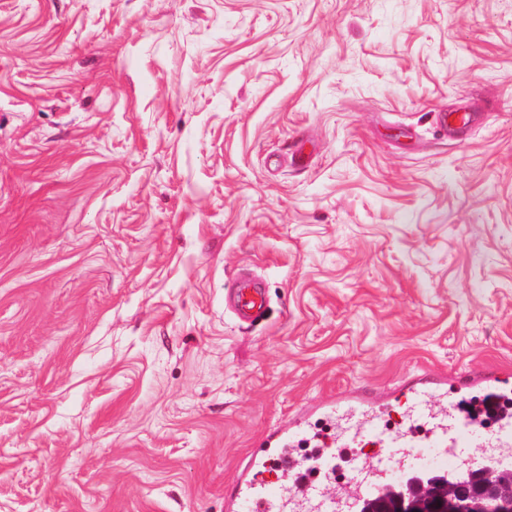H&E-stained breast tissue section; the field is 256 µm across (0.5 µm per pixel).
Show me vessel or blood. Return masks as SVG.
Returning a JSON list of instances; mask_svg holds the SVG:
<instances>
[{"label":"vessel or blood","instance_id":"b4317fda","mask_svg":"<svg viewBox=\"0 0 512 512\" xmlns=\"http://www.w3.org/2000/svg\"><path fill=\"white\" fill-rule=\"evenodd\" d=\"M232 310L250 321L267 308L265 288L241 274ZM496 371L455 377L413 374L384 398H337L331 405L270 430L224 488L225 512H358L388 486L423 470L443 475L468 462L472 448L493 461L512 456V416L482 424L459 407L466 393L488 398L504 389Z\"/></svg>","mask_w":512,"mask_h":512}]
</instances>
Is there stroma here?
I'll return each mask as SVG.
<instances>
[{"label":"stroma","mask_w":512,"mask_h":512,"mask_svg":"<svg viewBox=\"0 0 512 512\" xmlns=\"http://www.w3.org/2000/svg\"><path fill=\"white\" fill-rule=\"evenodd\" d=\"M465 367L512 377V0H0V512H224L269 428ZM232 310L241 321H252L267 308L265 288L255 278L239 274L230 292Z\"/></svg>","instance_id":"1"}]
</instances>
